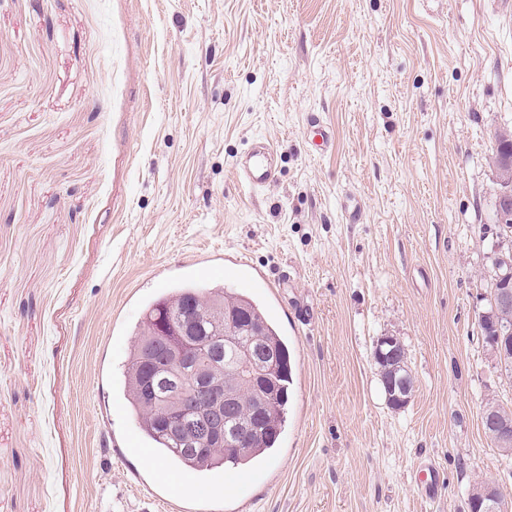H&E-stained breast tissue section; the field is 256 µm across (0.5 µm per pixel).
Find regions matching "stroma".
I'll list each match as a JSON object with an SVG mask.
<instances>
[{
  "instance_id": "1",
  "label": "stroma",
  "mask_w": 512,
  "mask_h": 512,
  "mask_svg": "<svg viewBox=\"0 0 512 512\" xmlns=\"http://www.w3.org/2000/svg\"><path fill=\"white\" fill-rule=\"evenodd\" d=\"M510 126L512 0H0V512H469L485 480L512 512L476 319ZM178 282L249 294L292 367L277 448L229 489L185 470L202 497L155 479L122 390ZM272 154L271 144L266 140H258L236 163V177L251 190L265 187L275 177ZM397 344H399L397 337L382 336L375 343L373 350V357L377 360H382L375 361L374 363L380 372L386 396L388 395V391L386 389L385 381L393 375L396 376V378L401 377L402 379H407L413 389V378L406 369V352L404 347L402 345L399 346L397 350H395L394 356L384 359L385 356H391L392 348ZM386 348H390L388 352ZM390 388L393 392L392 395H388V397L391 399L395 408H401L410 401L411 390L402 380H392ZM396 390H398L397 394L395 393Z\"/></svg>"
}]
</instances>
